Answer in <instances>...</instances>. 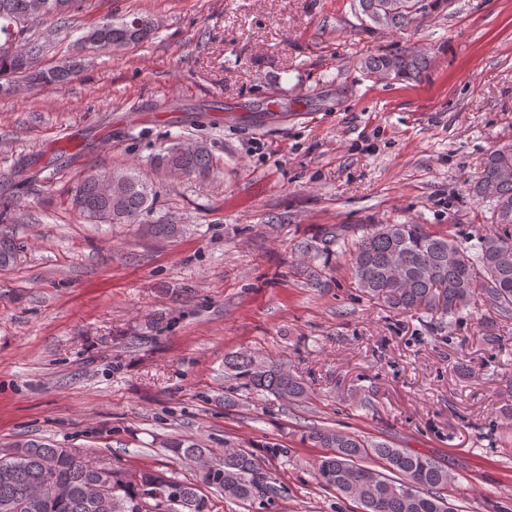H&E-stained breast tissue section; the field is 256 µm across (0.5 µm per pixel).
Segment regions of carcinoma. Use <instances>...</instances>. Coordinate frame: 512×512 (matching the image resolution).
Returning <instances> with one entry per match:
<instances>
[{"label":"carcinoma","mask_w":512,"mask_h":512,"mask_svg":"<svg viewBox=\"0 0 512 512\" xmlns=\"http://www.w3.org/2000/svg\"><path fill=\"white\" fill-rule=\"evenodd\" d=\"M80 0H0V79L21 77L31 83L62 85L78 63L66 60L51 68L39 66L43 45L26 37L29 26L47 18L65 17ZM354 12L367 19L365 29L408 28L425 12L424 0H351ZM156 32L154 18L104 19L78 38L84 50L112 51L144 44ZM429 58L419 50L369 55L363 68L378 80L418 79ZM174 138L162 144L150 165L176 175L208 179L214 172L207 145L197 141L191 151ZM473 196L494 203L495 224L462 243L451 235L428 231L421 224H382L354 245L351 274L357 287L388 307L405 312L434 311L454 317L476 297L483 298L497 319L512 320V151L488 155ZM156 201L153 184L132 165L91 172L76 187L72 207L101 224H139ZM18 247L0 234V265L14 261ZM242 388L289 402L303 401L304 380L277 360L260 361L244 352L225 360ZM306 439L326 452L313 466L318 484L353 501L359 512H450L448 471L435 459L386 442L331 428L313 427ZM170 448L189 462L207 459L210 449L174 441ZM376 462L379 468L367 465ZM212 472L187 483L152 467L115 470L99 466L71 448L18 441L0 457V512H210L204 493L216 488L240 502L272 499L278 493L267 466L247 449H226L210 463ZM70 484L63 499L32 500L36 491Z\"/></svg>","instance_id":"cac0c4a2"}]
</instances>
